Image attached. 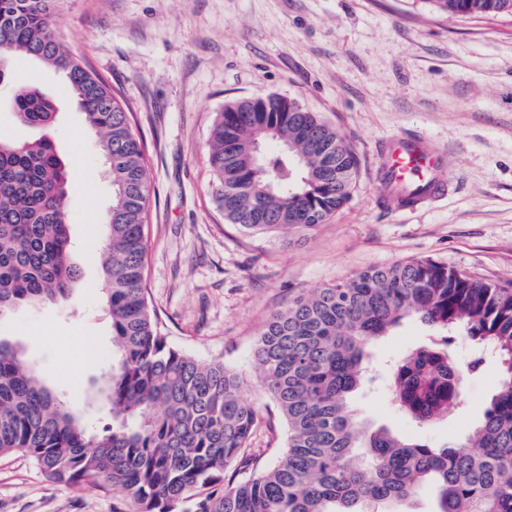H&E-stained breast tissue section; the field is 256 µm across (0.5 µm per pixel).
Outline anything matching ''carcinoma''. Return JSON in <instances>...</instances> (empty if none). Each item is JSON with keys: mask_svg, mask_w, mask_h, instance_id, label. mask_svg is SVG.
Returning a JSON list of instances; mask_svg holds the SVG:
<instances>
[{"mask_svg": "<svg viewBox=\"0 0 512 512\" xmlns=\"http://www.w3.org/2000/svg\"><path fill=\"white\" fill-rule=\"evenodd\" d=\"M449 17L512 15V0H431ZM57 0H0V60L15 52L61 72L99 134L112 207L102 224L105 310L112 359L93 394L112 422L85 411L39 378L17 345L0 340V456L23 452L48 479L123 493L133 512H390L426 484L436 512H512V288L431 259L372 266L344 283L300 294L267 320L253 362L288 428L278 462L224 483L243 460L257 413L240 376L173 348L145 288L150 189L134 115L58 41ZM23 126L49 127L53 101L17 87ZM276 149L255 162L256 144ZM208 162L225 221L250 232H309L349 200L356 153L335 126L278 94L224 107ZM70 168L53 140H0V310L66 307L80 270L71 260L66 201ZM414 317L441 335L397 361L399 409L419 424L458 406L464 374L493 355L500 379L482 420L442 448L386 428L351 408L370 343ZM477 354L461 366L449 345Z\"/></svg>", "mask_w": 512, "mask_h": 512, "instance_id": "carcinoma-1", "label": "carcinoma"}]
</instances>
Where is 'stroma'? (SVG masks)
<instances>
[{"instance_id":"35a3bbf8","label":"stroma","mask_w":512,"mask_h":512,"mask_svg":"<svg viewBox=\"0 0 512 512\" xmlns=\"http://www.w3.org/2000/svg\"><path fill=\"white\" fill-rule=\"evenodd\" d=\"M61 42L134 112L151 185L146 287L170 344L223 362L257 410L248 453L274 465L287 428L253 366L272 313L290 299L374 265L431 259L512 286V16L450 18L430 0H61ZM0 86V138L48 135L73 172L67 205L71 257L81 271L70 309L21 307L0 317L41 377L66 398L108 365L101 220L112 187L95 133L61 73L17 54ZM39 88L57 107L47 130L17 123L14 86ZM278 94L320 113L354 146L349 201L308 233L248 232L225 221L208 163L225 105ZM396 135L443 151L449 192L414 212L382 198L378 169ZM409 318L373 341L376 379L353 399L359 420L433 447L458 442L481 420L499 380L486 362L465 375L461 405L426 426L393 401L389 361L429 344ZM121 494L69 487L26 455L0 457V512H130Z\"/></svg>"}]
</instances>
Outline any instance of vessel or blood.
<instances>
[{
    "instance_id": "1",
    "label": "vessel or blood",
    "mask_w": 512,
    "mask_h": 512,
    "mask_svg": "<svg viewBox=\"0 0 512 512\" xmlns=\"http://www.w3.org/2000/svg\"><path fill=\"white\" fill-rule=\"evenodd\" d=\"M380 173L381 187L399 192L405 208L436 202L448 191L441 152L419 138L397 136L389 140Z\"/></svg>"
}]
</instances>
